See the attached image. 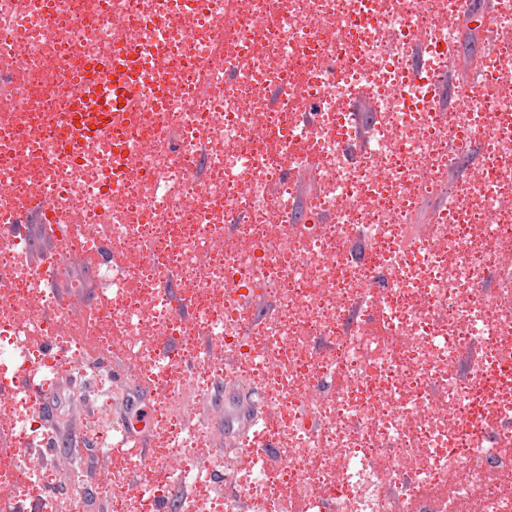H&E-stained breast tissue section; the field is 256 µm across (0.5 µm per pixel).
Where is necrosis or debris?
Instances as JSON below:
<instances>
[{"label":"necrosis or debris","mask_w":512,"mask_h":512,"mask_svg":"<svg viewBox=\"0 0 512 512\" xmlns=\"http://www.w3.org/2000/svg\"><path fill=\"white\" fill-rule=\"evenodd\" d=\"M0 0V224L37 200L73 234L61 279L100 236L112 243L108 310L83 325L141 369L142 336L223 347L209 370L263 382L288 448L275 465L242 460L214 501L177 451L141 472L154 487L195 486L185 512H512V380L488 371L512 350V13L484 61L490 103L434 78L455 63L471 0ZM168 13L177 38L150 22ZM117 66L136 87L125 135L86 143L77 166L57 156L85 67ZM486 176L446 182L470 140ZM366 141L353 155L349 145ZM447 188L442 220L399 241L421 197ZM302 202L307 223L287 222ZM239 216L235 231L224 214ZM35 258L0 238V388L31 363L26 335L60 336L72 309L43 313ZM498 270L497 287L480 282ZM177 274L193 314L160 311ZM275 314L255 318L258 297ZM320 336L327 344L311 350ZM44 463L0 454V489Z\"/></svg>","instance_id":"1"}]
</instances>
